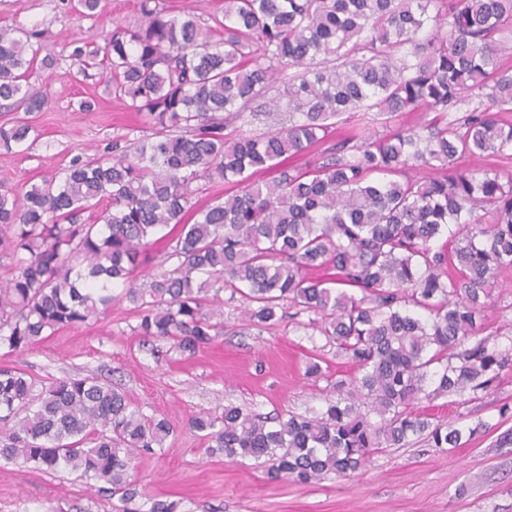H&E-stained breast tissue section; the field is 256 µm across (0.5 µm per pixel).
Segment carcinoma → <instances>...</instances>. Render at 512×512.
I'll list each match as a JSON object with an SVG mask.
<instances>
[{
  "instance_id": "cac0c4a2",
  "label": "carcinoma",
  "mask_w": 512,
  "mask_h": 512,
  "mask_svg": "<svg viewBox=\"0 0 512 512\" xmlns=\"http://www.w3.org/2000/svg\"><path fill=\"white\" fill-rule=\"evenodd\" d=\"M137 9L139 23L115 22L104 46L72 56L152 136L0 191V346L25 351L85 324L120 284L139 335L193 352L224 328L213 304L227 292L244 297L259 332L288 308L307 315L354 373L327 381L311 415L229 404L193 416L210 453L309 484L347 478L382 448L461 447L483 424L455 427L421 405L485 390L512 366V344L480 337L493 290L512 282V66L502 60L512 0H221L222 42L163 0ZM35 36L0 27L3 108L47 105L32 82ZM278 81L288 125L243 133L250 104ZM418 111L433 117L416 129L355 126L326 145L345 114L387 125ZM30 131L1 124L0 149L22 147ZM459 156L493 163L459 170ZM200 180L227 189L196 208ZM162 240L176 266L137 284ZM170 433L109 383L66 378L36 394L26 373L0 368V458L78 472L118 497L116 512H184L143 496L130 474L135 455L162 451Z\"/></svg>"
}]
</instances>
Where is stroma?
<instances>
[{
  "mask_svg": "<svg viewBox=\"0 0 512 512\" xmlns=\"http://www.w3.org/2000/svg\"><path fill=\"white\" fill-rule=\"evenodd\" d=\"M104 5L102 15L89 18L65 0H0V26L17 22L36 30L40 55L55 60L35 74L48 108L0 111V124L18 119L34 129L29 149L0 150V190L51 180L74 155L95 153L113 138L148 135L143 117L113 99L99 76L74 79L75 40L93 48L113 22H138L136 0ZM137 323L133 306L118 301L108 315L60 329L29 350L0 348V367L27 372L39 389L69 377L108 378L144 413L165 416L174 431L162 453L133 462L146 496L181 501L185 512H512V445L499 443L512 429V419L499 416L502 405L512 406V371L478 394L439 399V416L478 428L461 447L387 448L351 480L272 482L263 467L210 455L188 421L228 403L272 416L322 408L326 383L304 372L316 356L326 374H350L335 346L291 318L257 332L237 301L224 306L223 332L192 354L167 341H144ZM112 504L76 473L0 459V512H112Z\"/></svg>",
  "mask_w": 512,
  "mask_h": 512,
  "instance_id": "1",
  "label": "stroma"
}]
</instances>
